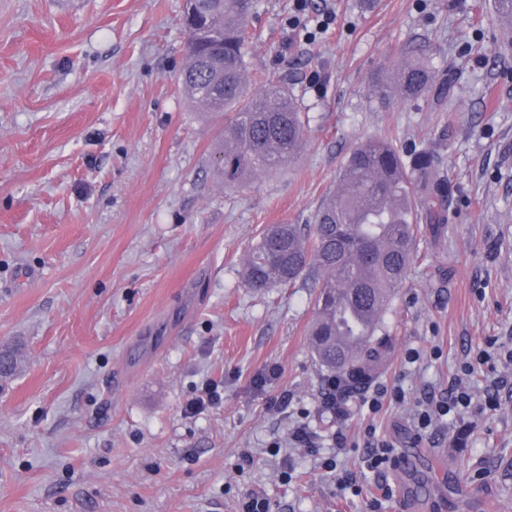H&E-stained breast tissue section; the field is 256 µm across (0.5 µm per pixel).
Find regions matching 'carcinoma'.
<instances>
[{
	"mask_svg": "<svg viewBox=\"0 0 512 512\" xmlns=\"http://www.w3.org/2000/svg\"><path fill=\"white\" fill-rule=\"evenodd\" d=\"M202 19L186 51L182 87L204 112L229 114L214 144L226 187L278 172L297 156L308 118L288 86L252 74L246 61V20L255 0H187ZM392 89L403 100L433 95L440 105L448 84L406 56L393 70ZM258 94L247 92L249 81ZM448 183L434 156L419 148L410 160L383 137L350 152L337 189L320 203L311 224H272L259 233L244 262L248 287L286 286L304 275L320 281L310 336L318 363L348 392L369 382L388 345L377 336L391 293L417 254L426 232L439 230ZM21 370L19 349L0 348V385Z\"/></svg>",
	"mask_w": 512,
	"mask_h": 512,
	"instance_id": "cac0c4a2",
	"label": "carcinoma"
}]
</instances>
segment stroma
I'll return each instance as SVG.
<instances>
[{"mask_svg":"<svg viewBox=\"0 0 512 512\" xmlns=\"http://www.w3.org/2000/svg\"><path fill=\"white\" fill-rule=\"evenodd\" d=\"M183 6L0 0V344L23 358L0 388V512H237L253 489L273 512H398L400 493L512 512V29L493 0H307L301 29L294 0H257L247 59L309 122L286 170L224 189V119L179 82ZM409 49L447 75L444 111L377 98ZM380 135L430 145L451 192L384 314L383 367L333 408L314 280L259 292L242 260L262 228L309 223ZM209 380L222 404L185 416ZM393 388L404 400L370 407ZM461 392L419 428L425 395ZM301 423L319 455L290 447ZM382 442L415 470L368 471Z\"/></svg>","mask_w":512,"mask_h":512,"instance_id":"1","label":"stroma"}]
</instances>
